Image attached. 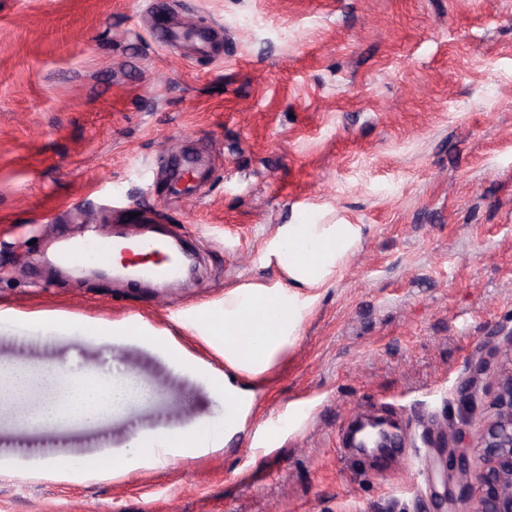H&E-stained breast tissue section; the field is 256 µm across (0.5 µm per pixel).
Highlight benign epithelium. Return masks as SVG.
I'll return each mask as SVG.
<instances>
[{"label": "benign epithelium", "instance_id": "1", "mask_svg": "<svg viewBox=\"0 0 512 512\" xmlns=\"http://www.w3.org/2000/svg\"><path fill=\"white\" fill-rule=\"evenodd\" d=\"M494 374L491 400L472 419L470 445L444 447L447 470L446 512H512V331L505 338ZM487 362H480L460 388L462 402L476 409Z\"/></svg>", "mask_w": 512, "mask_h": 512}]
</instances>
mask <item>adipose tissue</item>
I'll return each mask as SVG.
<instances>
[{"label":"adipose tissue","instance_id":"1","mask_svg":"<svg viewBox=\"0 0 512 512\" xmlns=\"http://www.w3.org/2000/svg\"><path fill=\"white\" fill-rule=\"evenodd\" d=\"M364 236L360 224H283L266 242L263 257L276 266L281 281L247 285L224 296L219 309L198 308L204 336L224 358L225 370L213 378L224 393V428L198 422L178 429L147 431L132 440L135 457L104 454L93 463L94 473L120 476L160 460L184 459L217 448L223 431L233 430L251 410V384L271 370L281 353L298 336L307 308L319 289L331 287ZM38 381L45 392L31 405L26 388ZM151 390L132 374L119 370L99 383L72 377L55 366H0V401L8 400L29 426L52 423L60 409L70 419L93 420L102 408L121 411L148 400Z\"/></svg>","mask_w":512,"mask_h":512}]
</instances>
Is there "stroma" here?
<instances>
[{
    "instance_id": "stroma-1",
    "label": "stroma",
    "mask_w": 512,
    "mask_h": 512,
    "mask_svg": "<svg viewBox=\"0 0 512 512\" xmlns=\"http://www.w3.org/2000/svg\"><path fill=\"white\" fill-rule=\"evenodd\" d=\"M218 31L154 38L155 10ZM180 228L191 275L165 287L74 277L55 243L128 206ZM361 224L364 238L256 387L221 448L123 477L89 467L146 429L224 421V395L165 349L95 326L131 316L196 363L186 326L226 292L279 275L283 224ZM0 364L134 372L154 398L31 428L0 405V512H434L464 430L457 388L512 329V0H0ZM59 312L67 323L28 321ZM396 447H343L356 416ZM70 458L77 476L25 472Z\"/></svg>"
}]
</instances>
